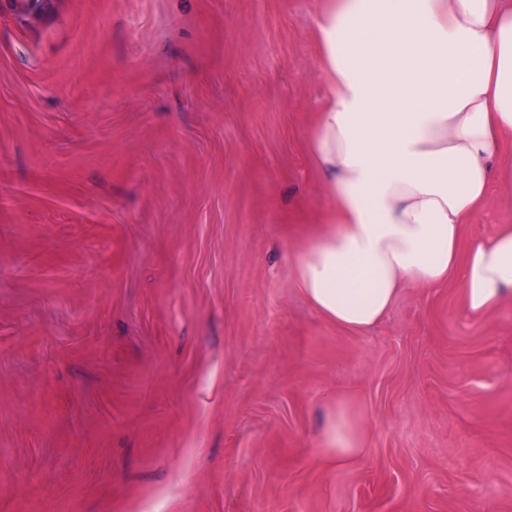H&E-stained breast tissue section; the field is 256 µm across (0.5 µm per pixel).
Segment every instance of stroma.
I'll return each mask as SVG.
<instances>
[{
	"instance_id": "stroma-1",
	"label": "stroma",
	"mask_w": 512,
	"mask_h": 512,
	"mask_svg": "<svg viewBox=\"0 0 512 512\" xmlns=\"http://www.w3.org/2000/svg\"><path fill=\"white\" fill-rule=\"evenodd\" d=\"M332 5L0 0V512H512V300L453 274L352 333L296 283ZM317 448L324 458L335 464L357 458L367 448L359 422L337 400L329 405L328 420L318 437Z\"/></svg>"
}]
</instances>
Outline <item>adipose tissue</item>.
I'll list each match as a JSON object with an SVG mask.
<instances>
[{
    "label": "adipose tissue",
    "mask_w": 512,
    "mask_h": 512,
    "mask_svg": "<svg viewBox=\"0 0 512 512\" xmlns=\"http://www.w3.org/2000/svg\"><path fill=\"white\" fill-rule=\"evenodd\" d=\"M328 101L311 143L337 223L290 256L316 311L357 332L408 283L461 277L463 310L512 298V224L462 244L465 218L492 180L512 130V0H339L318 20ZM335 464L366 436L341 402L318 437Z\"/></svg>",
    "instance_id": "obj_1"
}]
</instances>
